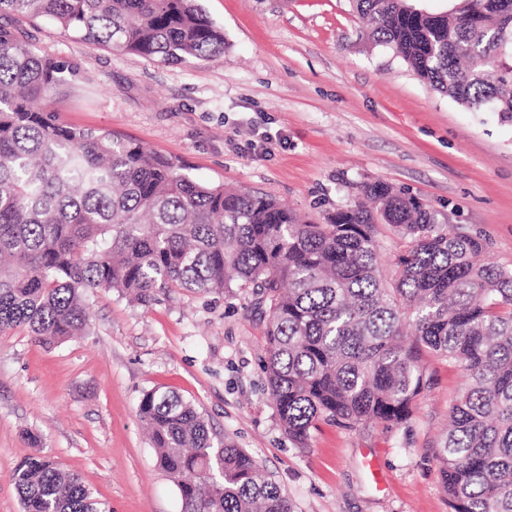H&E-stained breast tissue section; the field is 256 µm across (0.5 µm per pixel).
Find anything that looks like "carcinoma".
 <instances>
[{"label":"carcinoma","mask_w":512,"mask_h":512,"mask_svg":"<svg viewBox=\"0 0 512 512\" xmlns=\"http://www.w3.org/2000/svg\"><path fill=\"white\" fill-rule=\"evenodd\" d=\"M512 0H352L366 36L433 90L512 124ZM40 19L94 49L164 64L224 54L197 0H0V331L42 345L89 328L99 290L149 306L174 289H238L267 315L264 373L279 422L307 445L320 423L397 427L432 385L428 352L464 388L435 452L451 512H512V268L485 244L382 181L308 222L247 190L210 186L140 143L58 123L48 108L74 71L34 53ZM407 240L386 282L378 223ZM156 461L182 512H291L288 497L230 439L214 440L173 390L139 402ZM23 512H101L77 473L35 452L12 471Z\"/></svg>","instance_id":"obj_1"}]
</instances>
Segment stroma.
<instances>
[{
  "instance_id": "obj_1",
  "label": "stroma",
  "mask_w": 512,
  "mask_h": 512,
  "mask_svg": "<svg viewBox=\"0 0 512 512\" xmlns=\"http://www.w3.org/2000/svg\"><path fill=\"white\" fill-rule=\"evenodd\" d=\"M200 5L224 32L221 58L162 64L29 27L35 53L75 71L53 99L59 123L141 143L313 222L381 180L512 268L511 125L465 111L368 42L349 0ZM87 304L89 335L42 347L22 329L0 334V512H21L11 472L32 452L28 432L105 512H181L138 413L153 388L178 391L214 436L261 461L292 512H451L433 454L465 379L444 360L424 355L433 384L403 426L324 423L301 448L264 387L267 321L243 294L178 289L142 307L99 291Z\"/></svg>"
}]
</instances>
